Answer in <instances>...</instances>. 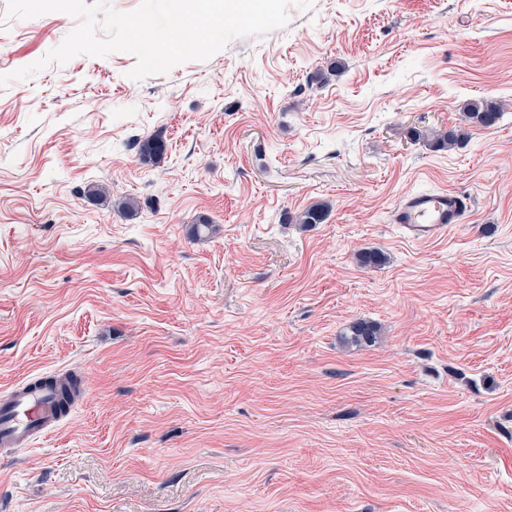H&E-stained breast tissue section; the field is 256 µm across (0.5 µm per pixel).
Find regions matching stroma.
<instances>
[{"mask_svg": "<svg viewBox=\"0 0 512 512\" xmlns=\"http://www.w3.org/2000/svg\"><path fill=\"white\" fill-rule=\"evenodd\" d=\"M76 24L9 20L0 74ZM136 64L0 86V399L63 366L86 388L0 462V512H512V0H315ZM483 99L502 117L462 147L411 140ZM443 189L463 228L401 237L399 199ZM357 320L371 345L341 342Z\"/></svg>", "mask_w": 512, "mask_h": 512, "instance_id": "35a3bbf8", "label": "stroma"}]
</instances>
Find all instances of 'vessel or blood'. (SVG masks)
<instances>
[{
  "label": "vessel or blood",
  "mask_w": 512,
  "mask_h": 512,
  "mask_svg": "<svg viewBox=\"0 0 512 512\" xmlns=\"http://www.w3.org/2000/svg\"><path fill=\"white\" fill-rule=\"evenodd\" d=\"M467 203L460 194L443 190L403 196L394 222L404 238L439 242L463 224ZM66 368L45 371L14 384L0 401V455L31 447L55 435L80 404L84 386H73Z\"/></svg>",
  "instance_id": "vessel-or-blood-1"
}]
</instances>
